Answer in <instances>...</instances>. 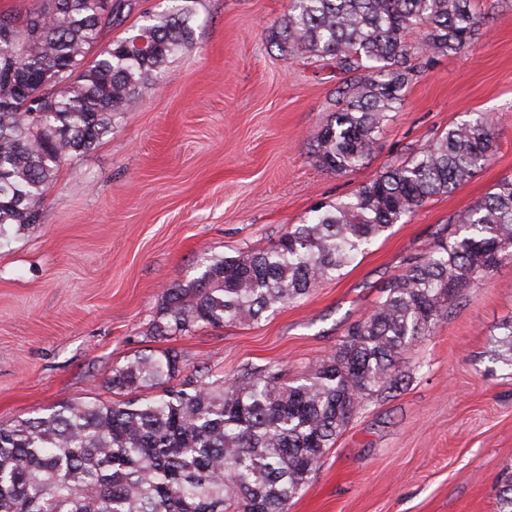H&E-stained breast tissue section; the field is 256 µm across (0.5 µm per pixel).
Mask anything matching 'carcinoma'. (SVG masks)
Wrapping results in <instances>:
<instances>
[{"mask_svg": "<svg viewBox=\"0 0 512 512\" xmlns=\"http://www.w3.org/2000/svg\"><path fill=\"white\" fill-rule=\"evenodd\" d=\"M191 0L143 15L96 49L124 9L117 0H36L23 21L0 15V239L37 223L62 163L112 134L140 85L193 38ZM473 0H289L273 33L284 55L329 60L344 74L315 154L338 175L376 150L420 73L419 56L457 53L482 21ZM423 35L418 54L407 38ZM150 49L139 52L136 40ZM480 113L344 201L311 209L271 247L213 258L166 289L158 336L260 321L339 277L431 197L452 192L493 154ZM512 262V178L470 206L457 227L382 287L373 312L328 358L286 379L277 364L228 381L188 377L172 350L112 368L106 404L74 401L0 425V512H287L352 417L374 395L404 388L403 355L448 317L458 290Z\"/></svg>", "mask_w": 512, "mask_h": 512, "instance_id": "cac0c4a2", "label": "carcinoma"}]
</instances>
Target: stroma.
I'll return each instance as SVG.
<instances>
[{
    "label": "stroma",
    "instance_id": "1",
    "mask_svg": "<svg viewBox=\"0 0 512 512\" xmlns=\"http://www.w3.org/2000/svg\"><path fill=\"white\" fill-rule=\"evenodd\" d=\"M288 0H196L192 42L142 85L110 135L64 163L37 224L0 239V424L76 400L112 402L113 367L176 352L186 374L245 366L296 376L374 309L409 257L512 177V0H480L483 24L406 91L378 149L346 176L316 160L342 77L287 57L269 36ZM480 112L499 130L488 165L382 236L336 280L255 324L156 338L163 294L214 257L272 246L318 203L359 185ZM512 263L462 288L413 346L403 390L370 399L288 512H496L512 476Z\"/></svg>",
    "mask_w": 512,
    "mask_h": 512
}]
</instances>
